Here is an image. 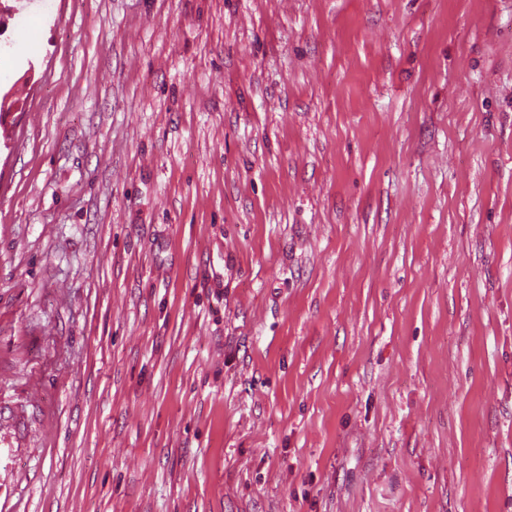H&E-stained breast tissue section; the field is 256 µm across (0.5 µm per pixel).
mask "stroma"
I'll return each instance as SVG.
<instances>
[{
	"label": "stroma",
	"mask_w": 512,
	"mask_h": 512,
	"mask_svg": "<svg viewBox=\"0 0 512 512\" xmlns=\"http://www.w3.org/2000/svg\"><path fill=\"white\" fill-rule=\"evenodd\" d=\"M0 44V512H512V0Z\"/></svg>",
	"instance_id": "stroma-1"
}]
</instances>
